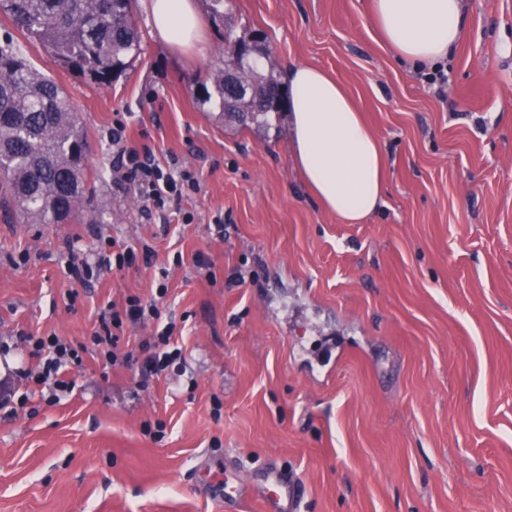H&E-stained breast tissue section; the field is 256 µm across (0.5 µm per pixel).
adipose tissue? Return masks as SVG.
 Segmentation results:
<instances>
[{
    "mask_svg": "<svg viewBox=\"0 0 512 512\" xmlns=\"http://www.w3.org/2000/svg\"><path fill=\"white\" fill-rule=\"evenodd\" d=\"M157 36L182 51L201 37L194 0H143ZM373 17L401 58L433 64L458 44L462 0H373ZM296 165L317 201L343 223L359 224L383 202L387 159L342 85L322 69L285 68Z\"/></svg>",
    "mask_w": 512,
    "mask_h": 512,
    "instance_id": "1",
    "label": "adipose tissue"
}]
</instances>
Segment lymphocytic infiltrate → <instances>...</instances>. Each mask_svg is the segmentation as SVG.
I'll return each mask as SVG.
<instances>
[{"instance_id": "f902f5d3", "label": "lymphocytic infiltrate", "mask_w": 512, "mask_h": 512, "mask_svg": "<svg viewBox=\"0 0 512 512\" xmlns=\"http://www.w3.org/2000/svg\"><path fill=\"white\" fill-rule=\"evenodd\" d=\"M123 132L120 126L112 131L118 186L132 187L145 207L159 211L168 210L183 197L198 191L199 180L195 171L177 165L165 168L157 163L150 150L139 152L125 148ZM139 255L149 260L155 258L156 251L147 244L137 251L131 245L108 238L99 241L92 254H71L66 269L72 279L85 284L102 271H120L129 267ZM166 293V285L161 284L152 299L129 295L124 301L108 302L100 310L97 325L84 343H74L53 333L43 336L20 333L19 338L31 362L25 373L26 379L39 387L48 402H60L75 388L69 376L70 370L80 365L83 353L89 351L106 364H119L133 370L140 385H147L150 380L163 376L182 357L176 341L175 323L161 320L158 301ZM150 321L156 324L152 341L142 343L138 350L118 353L125 326Z\"/></svg>"}]
</instances>
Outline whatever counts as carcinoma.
I'll return each instance as SVG.
<instances>
[{"mask_svg": "<svg viewBox=\"0 0 512 512\" xmlns=\"http://www.w3.org/2000/svg\"><path fill=\"white\" fill-rule=\"evenodd\" d=\"M132 0H0V12L65 68L110 85L140 54ZM217 73L199 85L224 101ZM87 134L65 90L0 46V203L29 224H64L86 207Z\"/></svg>", "mask_w": 512, "mask_h": 512, "instance_id": "cac0c4a2", "label": "carcinoma"}]
</instances>
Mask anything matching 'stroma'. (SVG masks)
<instances>
[{
	"label": "stroma",
	"instance_id": "stroma-1",
	"mask_svg": "<svg viewBox=\"0 0 512 512\" xmlns=\"http://www.w3.org/2000/svg\"><path fill=\"white\" fill-rule=\"evenodd\" d=\"M195 3L203 39L188 52L136 7L142 51L105 86L0 13V44L64 88L91 145L75 223L0 211V373L28 365L18 332L85 341L101 303L150 295L177 251L160 310L186 324L184 371L149 387L88 356L60 403L0 409V512H252L200 481V460L228 456L292 465L305 512H512V0H464L441 86L394 55L373 0H224L220 19ZM229 28L254 40L264 72L313 65L354 100L388 161L364 223L308 191L286 112L260 129L197 101ZM118 121L127 148L199 173L169 223L114 183ZM102 237L149 241L158 258L81 286L65 243Z\"/></svg>",
	"mask_w": 512,
	"mask_h": 512
}]
</instances>
